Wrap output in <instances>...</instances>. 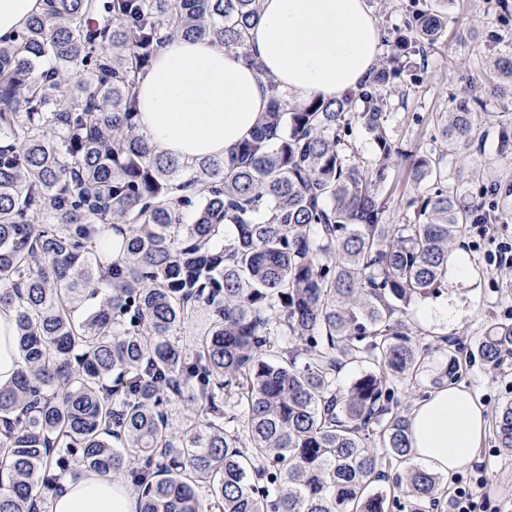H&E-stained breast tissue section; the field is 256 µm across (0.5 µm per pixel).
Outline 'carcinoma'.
I'll use <instances>...</instances> for the list:
<instances>
[{
	"mask_svg": "<svg viewBox=\"0 0 512 512\" xmlns=\"http://www.w3.org/2000/svg\"><path fill=\"white\" fill-rule=\"evenodd\" d=\"M412 2L359 92L296 102L272 80L252 137L189 176L138 132V80L172 35L246 53L260 0H46L0 37V307L23 360L0 388V512H48L47 491L85 472L129 479L136 512L443 507L444 478L409 466L394 387L445 349L432 383L448 385L460 347L433 335L417 350L423 328L402 315L448 286L479 208L512 218V190L488 208L462 171L448 185L445 157L477 134L479 97L463 99L445 149L405 157L419 193L385 221L384 87L421 69L444 25ZM477 353L512 357V322ZM352 363L367 370L343 394ZM493 432L512 450L511 401ZM403 464L393 494L379 488Z\"/></svg>",
	"mask_w": 512,
	"mask_h": 512,
	"instance_id": "1",
	"label": "carcinoma"
}]
</instances>
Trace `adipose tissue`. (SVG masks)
I'll return each instance as SVG.
<instances>
[{
  "label": "adipose tissue",
  "instance_id": "ef3b65f1",
  "mask_svg": "<svg viewBox=\"0 0 512 512\" xmlns=\"http://www.w3.org/2000/svg\"><path fill=\"white\" fill-rule=\"evenodd\" d=\"M380 39L366 0H261L247 54L181 36L166 40L138 81L139 131L193 168L250 138L269 81L299 101L359 89L377 64ZM485 428L472 390L452 384L415 406L410 446L426 470L448 476L473 457ZM50 512H136V504L120 482L85 473L65 480Z\"/></svg>",
  "mask_w": 512,
  "mask_h": 512
}]
</instances>
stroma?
I'll list each match as a JSON object with an SVG mask.
<instances>
[{
    "label": "stroma",
    "mask_w": 512,
    "mask_h": 512,
    "mask_svg": "<svg viewBox=\"0 0 512 512\" xmlns=\"http://www.w3.org/2000/svg\"><path fill=\"white\" fill-rule=\"evenodd\" d=\"M509 53L512 5L501 9L487 0H451L448 24L429 50L424 72L392 89L386 125L397 146L404 151L439 148L441 115L452 111L460 99L479 95L484 109L493 112L494 123L484 128L480 147L449 155L448 169H463L468 188L476 193L493 184L512 188V151L502 147L498 136L500 127L512 125V96L491 92L485 81L499 57ZM510 240L512 220L486 232L469 225L455 247L471 263V279L415 301L405 315L413 326L457 340L467 356L460 380L478 395L489 418L512 401V363L488 368L475 345L491 322H512V268L493 262L498 244ZM443 304L451 309L449 317H421L424 307ZM479 476L485 477L486 485L475 512H499L503 504L512 503V451L499 448L490 432L452 482L457 485Z\"/></svg>",
    "instance_id": "stroma-1"
}]
</instances>
